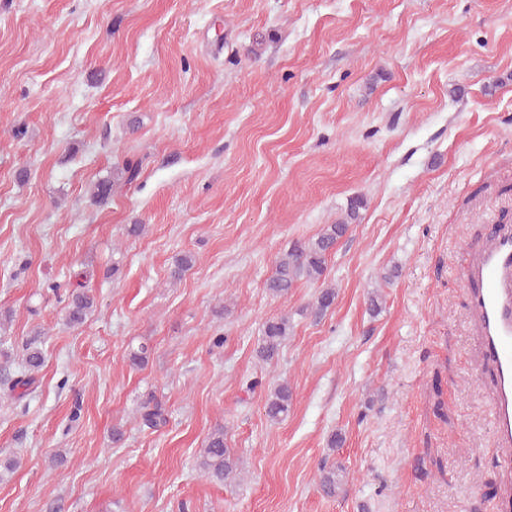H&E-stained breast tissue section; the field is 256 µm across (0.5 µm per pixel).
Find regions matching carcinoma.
<instances>
[{"instance_id":"carcinoma-1","label":"carcinoma","mask_w":512,"mask_h":512,"mask_svg":"<svg viewBox=\"0 0 512 512\" xmlns=\"http://www.w3.org/2000/svg\"><path fill=\"white\" fill-rule=\"evenodd\" d=\"M363 200L355 198L350 201L347 218L336 224H327L321 232L307 242H296L281 257L274 274L267 280L266 289L275 297H282L295 286L298 278L305 276L310 280H319L326 271V259L344 237L352 224L359 219ZM336 292L332 288L319 291L312 307L314 317L324 316L333 306ZM95 305V298L85 291L73 290L66 306L69 323L76 325L84 322ZM288 318L281 317L267 321L263 327L262 337L256 348V355L261 360L271 362L280 353L288 336ZM25 369L16 376L4 377L7 396L16 401L23 399L36 390L35 373L44 366V355L32 338L25 344ZM293 404V393L288 383L283 381L268 386L265 394V415L271 422H277L288 416ZM141 420L144 426L158 431L169 423L168 414L154 396L147 397L141 403ZM201 467L212 478L228 481L236 478L239 469L238 459L228 448L224 439V429H214L207 438L205 448L201 451ZM318 486L326 497H335L344 491L347 484L345 469L322 461L318 467Z\"/></svg>"}]
</instances>
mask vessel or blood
Segmentation results:
<instances>
[{"mask_svg":"<svg viewBox=\"0 0 512 512\" xmlns=\"http://www.w3.org/2000/svg\"><path fill=\"white\" fill-rule=\"evenodd\" d=\"M462 279L481 327L482 354L495 382L492 430L503 447L506 480L499 512H512V225L474 248Z\"/></svg>","mask_w":512,"mask_h":512,"instance_id":"vessel-or-blood-1","label":"vessel or blood"}]
</instances>
